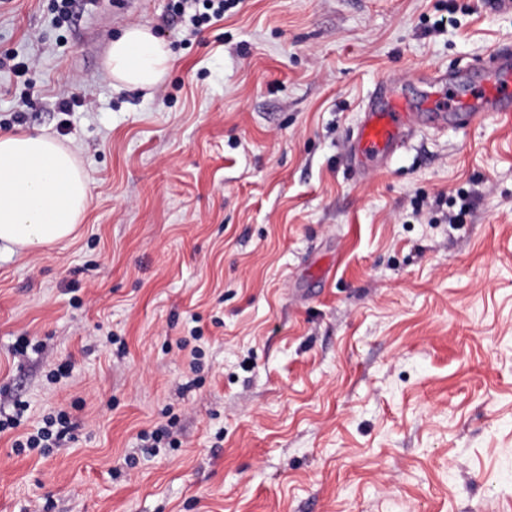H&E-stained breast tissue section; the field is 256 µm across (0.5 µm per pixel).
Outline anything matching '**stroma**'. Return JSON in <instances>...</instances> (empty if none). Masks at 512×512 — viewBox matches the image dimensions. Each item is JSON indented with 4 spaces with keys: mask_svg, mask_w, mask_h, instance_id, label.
Listing matches in <instances>:
<instances>
[{
    "mask_svg": "<svg viewBox=\"0 0 512 512\" xmlns=\"http://www.w3.org/2000/svg\"><path fill=\"white\" fill-rule=\"evenodd\" d=\"M172 5L0 0L29 63L0 131L54 134L91 197L75 239L0 253V414L74 425L0 434V512H512V119L345 162L378 81L469 101L512 14L237 0L195 34ZM135 22L171 51L150 91L105 69ZM44 426L39 428L36 435L27 438L26 443L16 440L14 447L16 450L24 448H53L63 440L73 429L66 413L61 412L57 417L48 416L43 419Z\"/></svg>",
    "mask_w": 512,
    "mask_h": 512,
    "instance_id": "1",
    "label": "stroma"
}]
</instances>
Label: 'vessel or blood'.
Here are the masks:
<instances>
[{"label": "vessel or blood", "instance_id": "1", "mask_svg": "<svg viewBox=\"0 0 512 512\" xmlns=\"http://www.w3.org/2000/svg\"><path fill=\"white\" fill-rule=\"evenodd\" d=\"M493 81L469 106L452 105L438 97L431 102L430 116L411 111L394 101L389 82L377 84L368 99L348 145L346 161L358 173L368 172L380 160H389L404 140L422 124L437 129L446 123L457 126L475 124L493 114L512 112V47L503 45L492 50Z\"/></svg>", "mask_w": 512, "mask_h": 512}]
</instances>
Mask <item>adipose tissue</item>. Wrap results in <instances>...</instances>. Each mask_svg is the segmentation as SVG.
Instances as JSON below:
<instances>
[{"label": "adipose tissue", "instance_id": "1", "mask_svg": "<svg viewBox=\"0 0 512 512\" xmlns=\"http://www.w3.org/2000/svg\"><path fill=\"white\" fill-rule=\"evenodd\" d=\"M170 54L151 26H129L112 41L106 69L123 86L149 89ZM89 206V176L75 154L46 134L0 133V245L35 251L75 238Z\"/></svg>", "mask_w": 512, "mask_h": 512}]
</instances>
